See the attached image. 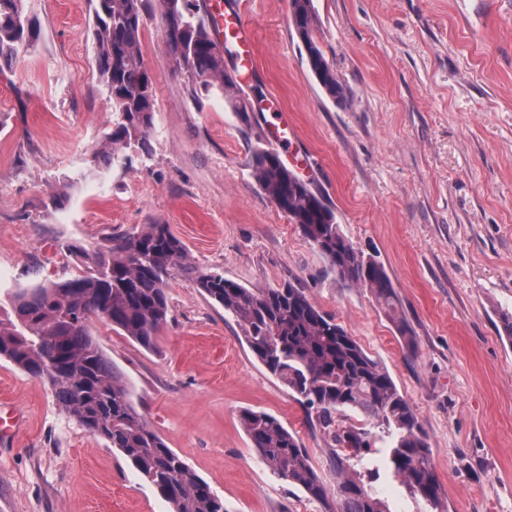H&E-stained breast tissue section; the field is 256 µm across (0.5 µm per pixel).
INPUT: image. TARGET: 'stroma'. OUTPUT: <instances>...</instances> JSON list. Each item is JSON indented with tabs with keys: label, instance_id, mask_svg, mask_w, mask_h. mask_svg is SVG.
I'll list each match as a JSON object with an SVG mask.
<instances>
[{
	"label": "stroma",
	"instance_id": "stroma-1",
	"mask_svg": "<svg viewBox=\"0 0 512 512\" xmlns=\"http://www.w3.org/2000/svg\"><path fill=\"white\" fill-rule=\"evenodd\" d=\"M255 33L256 65L226 69L253 105L193 94L148 19L141 55L154 126L129 162L94 169L112 103L94 64L88 0H24L40 37L0 75V312L20 289L87 271L114 233L166 224L202 272L245 287L291 278L380 360L413 406L448 512H512V0H313L316 36L346 86L325 96L290 22V0H224ZM287 112L291 168L342 233L384 265L414 348L362 288L261 191L250 157ZM64 194L55 204V194ZM155 350L94 319L89 329L148 426L226 512H324L273 475L240 423L265 411L307 448L327 484L331 439L246 345L235 319L181 274ZM0 512H172L123 455L85 432L42 379L0 359Z\"/></svg>",
	"mask_w": 512,
	"mask_h": 512
}]
</instances>
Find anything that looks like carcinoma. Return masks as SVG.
I'll return each instance as SVG.
<instances>
[{
	"label": "carcinoma",
	"instance_id": "1",
	"mask_svg": "<svg viewBox=\"0 0 512 512\" xmlns=\"http://www.w3.org/2000/svg\"><path fill=\"white\" fill-rule=\"evenodd\" d=\"M24 0H0V72L28 51L40 35ZM96 23V67L116 115L97 152L107 160L136 145L145 148L153 127L155 92L140 52L146 18L158 13L163 39L177 68L199 90L229 86L224 52L200 16L198 0H91ZM290 20L306 50V62L324 93L337 104L347 91L321 50L313 0H290ZM250 166L264 194L296 224L325 258L336 280L364 288L393 320L407 344L413 330L399 310L385 268L355 248L340 230L321 194L298 177L278 152L257 149ZM92 271L63 282L20 290L14 319L0 317V358L45 380L60 407L86 432L118 449L172 505L173 512H224V502L186 461L145 422L121 376L92 337L96 317L152 349L168 322L166 287L177 271L224 307L266 369L297 395L318 428L339 450L331 459L336 487H327L307 449L276 417L246 409L241 424L273 474L300 487L326 512H389L371 486L377 469L367 458L373 434L336 428V414L359 411L391 439L387 464L393 477L423 500L430 512H447L445 492L430 462L418 417L383 365L369 355L336 318L322 311L305 289L288 281L247 288L219 273H199L185 243L167 224L112 236V247L91 257ZM360 465L356 470L354 465Z\"/></svg>",
	"mask_w": 512,
	"mask_h": 512
}]
</instances>
